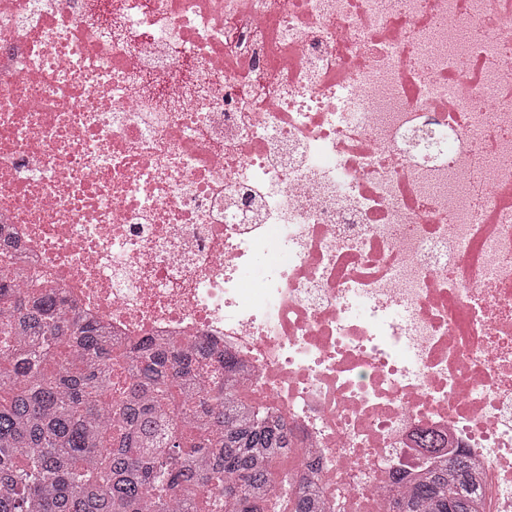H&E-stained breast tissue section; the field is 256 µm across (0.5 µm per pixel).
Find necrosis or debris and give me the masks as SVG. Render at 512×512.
<instances>
[{
  "label": "necrosis or debris",
  "instance_id": "obj_1",
  "mask_svg": "<svg viewBox=\"0 0 512 512\" xmlns=\"http://www.w3.org/2000/svg\"><path fill=\"white\" fill-rule=\"evenodd\" d=\"M1 239L244 365L333 512L425 430L512 512V0H0Z\"/></svg>",
  "mask_w": 512,
  "mask_h": 512
}]
</instances>
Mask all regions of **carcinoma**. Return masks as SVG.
<instances>
[{
  "label": "carcinoma",
  "mask_w": 512,
  "mask_h": 512,
  "mask_svg": "<svg viewBox=\"0 0 512 512\" xmlns=\"http://www.w3.org/2000/svg\"><path fill=\"white\" fill-rule=\"evenodd\" d=\"M155 349L112 354L104 330L61 288L30 291L0 271V512H325L316 469L276 471L293 458L288 421L237 396L222 357ZM132 381L116 404L112 370ZM468 455L441 457L389 512H481Z\"/></svg>",
  "instance_id": "1"
}]
</instances>
